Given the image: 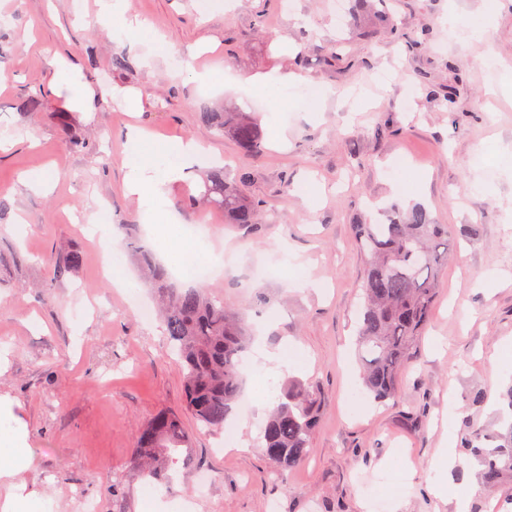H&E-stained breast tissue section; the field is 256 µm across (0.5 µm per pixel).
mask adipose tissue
Returning <instances> with one entry per match:
<instances>
[{
  "mask_svg": "<svg viewBox=\"0 0 512 512\" xmlns=\"http://www.w3.org/2000/svg\"><path fill=\"white\" fill-rule=\"evenodd\" d=\"M98 19L119 32L138 35L148 58L158 56L165 46L160 35L146 21L134 15L130 0H97ZM207 162L203 147L192 139L148 143L145 133L130 129L124 145L128 169L125 189L136 196L146 216L154 221L169 218L170 188L188 179ZM32 465V452L24 432L0 437V512H40L42 499L29 490L21 476Z\"/></svg>",
  "mask_w": 512,
  "mask_h": 512,
  "instance_id": "obj_1",
  "label": "adipose tissue"
}]
</instances>
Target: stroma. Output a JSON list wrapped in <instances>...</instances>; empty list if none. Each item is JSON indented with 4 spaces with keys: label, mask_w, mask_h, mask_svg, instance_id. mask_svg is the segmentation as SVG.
Wrapping results in <instances>:
<instances>
[{
    "label": "stroma",
    "mask_w": 512,
    "mask_h": 512,
    "mask_svg": "<svg viewBox=\"0 0 512 512\" xmlns=\"http://www.w3.org/2000/svg\"><path fill=\"white\" fill-rule=\"evenodd\" d=\"M131 2L174 59L232 82L217 89L146 64L137 38L98 23L95 0H0V399L11 405L0 429L26 434L28 488L46 512H78L84 497L97 512H267L273 501L278 512H457L462 497L468 512H512V480L484 490L461 439L467 418L500 430L499 395L512 383V0H497L481 28L485 0H370L341 28L336 0ZM450 15L466 40L449 31ZM334 52L341 62L330 63ZM116 56L124 68L113 69ZM72 63L93 92L81 112L51 90L56 67ZM274 72L300 81L284 97L244 83ZM126 89L141 94L135 109ZM204 111L253 115L269 138L286 126L288 144L242 157L202 123ZM131 124L250 168L241 191L263 201L265 223L239 228L189 206L207 192L199 170L173 185L172 223H143L124 187ZM32 171L47 173L49 187L25 185ZM414 203L447 225L450 258L402 396L377 405L359 393L365 259L353 227L372 222L375 206ZM104 204L120 241L136 238L164 263L169 227L197 228L224 254L208 289L266 329L268 348L297 347V362L271 373L250 352L253 406L229 423L243 448L225 451L223 432L185 415L161 325L136 312L152 302L137 255L123 246L115 270L101 266L87 217ZM75 251L81 264L57 279L56 264ZM116 276L127 287H113ZM291 376L318 385L320 424L307 459L278 473L258 443L275 400L257 385ZM479 391L487 400L477 409ZM163 410L182 414L189 446L150 508L133 440ZM443 448L459 463L441 474Z\"/></svg>",
    "instance_id": "stroma-1"
}]
</instances>
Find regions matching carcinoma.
<instances>
[{"mask_svg":"<svg viewBox=\"0 0 512 512\" xmlns=\"http://www.w3.org/2000/svg\"><path fill=\"white\" fill-rule=\"evenodd\" d=\"M203 123L228 133L240 153L266 151L264 132L251 118L229 112H203ZM206 201L224 211L227 224L259 223L263 204L244 197L224 179V168L209 171ZM355 240L367 257L356 285L359 290L357 346L362 390L377 403L400 398L399 376L429 321L440 288V271L448 261V228L434 223L428 210L414 204L393 209L385 224L354 225ZM160 300L159 318L183 374L185 408L203 426L222 430L236 411L241 394L242 361L252 339V326L217 296L202 288H180L154 257L141 252ZM319 388L298 379L284 383L278 403L268 412L261 449L277 469L294 468L308 455L319 424ZM501 409L506 432L488 433L467 419L464 447L481 463L480 480L493 489L512 475V383ZM188 447L179 414L162 411L134 441L141 477L166 485L178 452Z\"/></svg>","mask_w":512,"mask_h":512,"instance_id":"carcinoma-1","label":"carcinoma"}]
</instances>
